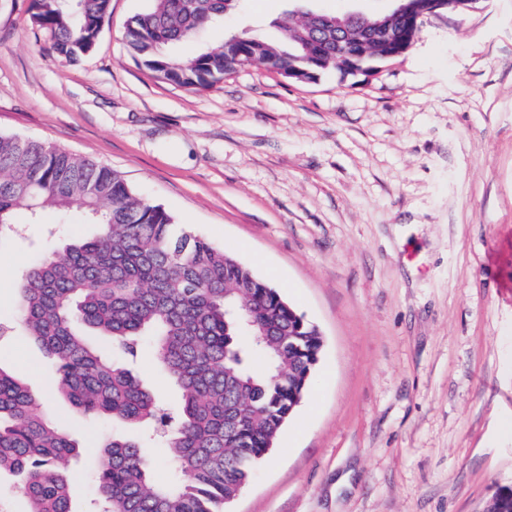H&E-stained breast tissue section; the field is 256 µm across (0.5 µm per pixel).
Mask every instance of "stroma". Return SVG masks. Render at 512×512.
Returning a JSON list of instances; mask_svg holds the SVG:
<instances>
[{
    "label": "stroma",
    "instance_id": "35a3bbf8",
    "mask_svg": "<svg viewBox=\"0 0 512 512\" xmlns=\"http://www.w3.org/2000/svg\"><path fill=\"white\" fill-rule=\"evenodd\" d=\"M31 0H0V133L120 173L137 195L266 279L315 325L309 392L226 512H483L512 488V0L430 17L375 78L295 84L259 65L203 91L156 79L123 42L150 0H110L79 61L57 56ZM286 0H245L223 27L276 38ZM0 242V366L83 446L126 424L49 392L53 367L13 322L35 260L94 234L45 212Z\"/></svg>",
    "mask_w": 512,
    "mask_h": 512
}]
</instances>
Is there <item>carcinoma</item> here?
I'll list each match as a JSON object with an SVG mask.
<instances>
[{"label": "carcinoma", "mask_w": 512, "mask_h": 512, "mask_svg": "<svg viewBox=\"0 0 512 512\" xmlns=\"http://www.w3.org/2000/svg\"><path fill=\"white\" fill-rule=\"evenodd\" d=\"M110 0H32L33 23L51 33L55 52L73 62L94 45ZM240 0H152L123 39L154 76L192 91L259 64L294 83H310L335 51L315 38L311 20L285 11L278 43L230 33L193 55L175 48L224 24ZM388 22L407 53L414 32ZM81 210L98 226L60 255L23 272L15 287L20 322L54 367L56 389L84 414L149 423L166 440L174 480L155 478L142 441L115 433L92 472L103 512H224L302 402L322 341L297 309L235 256L176 224L162 206L136 195L112 169L64 149L0 135V239L13 237L19 209L36 217ZM94 330L131 362L151 338L156 364L178 388L171 411L128 364L111 361L82 337ZM265 372L250 369L253 355ZM26 383L0 366V476L21 479L27 512H74L69 473L79 442L36 412ZM484 512H512L500 488Z\"/></svg>", "instance_id": "cac0c4a2"}]
</instances>
